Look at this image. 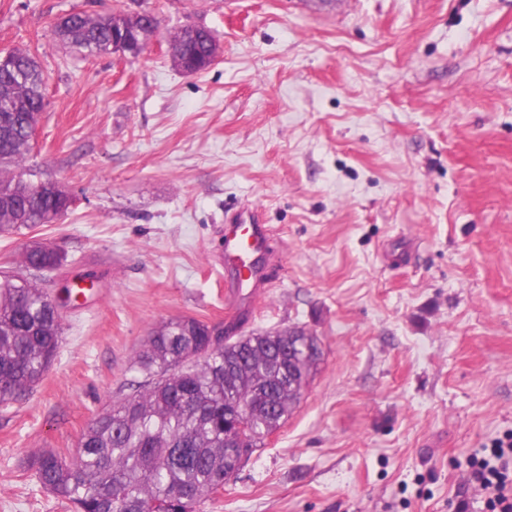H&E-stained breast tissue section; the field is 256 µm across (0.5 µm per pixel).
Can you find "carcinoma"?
<instances>
[{"mask_svg":"<svg viewBox=\"0 0 512 512\" xmlns=\"http://www.w3.org/2000/svg\"><path fill=\"white\" fill-rule=\"evenodd\" d=\"M113 13L69 14L54 27L62 43L90 54H112ZM171 63L198 73L213 64L212 34L171 37ZM15 68L0 67V167L20 168L32 150L29 130L44 103L39 62L27 51L8 52ZM68 211L65 193L49 181L19 197L0 180V236L52 224ZM35 271L54 270L61 258L34 245L25 254ZM210 325L194 317L161 324L133 366L144 380L96 414L75 453L49 451L32 463L39 487L70 512H198L224 489L232 468L224 448V409L249 405L247 445L258 447L299 403V389L281 378L279 354L293 347L298 381H310L322 357L294 349L288 331L224 337L204 363L190 362L207 346ZM62 339L61 305L34 285L0 273V403L24 398L54 362Z\"/></svg>","mask_w":512,"mask_h":512,"instance_id":"cac0c4a2","label":"carcinoma"}]
</instances>
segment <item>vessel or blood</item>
<instances>
[{"mask_svg":"<svg viewBox=\"0 0 512 512\" xmlns=\"http://www.w3.org/2000/svg\"><path fill=\"white\" fill-rule=\"evenodd\" d=\"M271 243V230L261 223L259 215H252L247 224L237 216L225 217L223 260L230 297H237L245 288L261 291L270 286L271 270L263 261L272 254Z\"/></svg>","mask_w":512,"mask_h":512,"instance_id":"b4317fda","label":"vessel or blood"}]
</instances>
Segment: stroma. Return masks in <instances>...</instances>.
Returning a JSON list of instances; mask_svg holds the SVG:
<instances>
[{"label": "stroma", "instance_id": "35a3bbf8", "mask_svg": "<svg viewBox=\"0 0 512 512\" xmlns=\"http://www.w3.org/2000/svg\"><path fill=\"white\" fill-rule=\"evenodd\" d=\"M148 9L143 54L69 49L73 11ZM211 30L204 72L168 38ZM48 105L23 165L75 205L0 237V271L62 301L41 382L0 406V512H69L30 462L76 448L142 375L155 327H305L324 361L202 512H477L469 458L512 430V0H0ZM260 211L274 284L231 307L226 214ZM58 269L22 262L32 241Z\"/></svg>", "mask_w": 512, "mask_h": 512}]
</instances>
